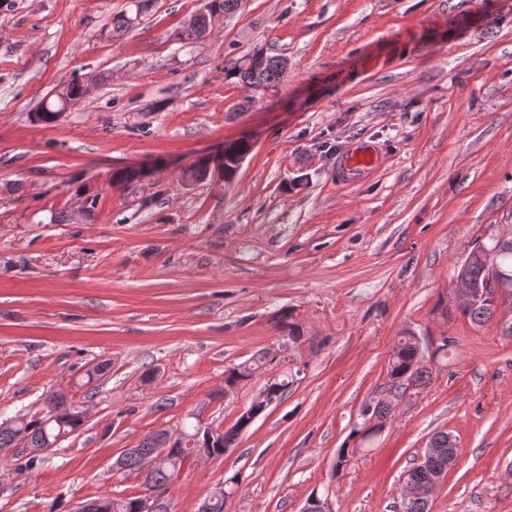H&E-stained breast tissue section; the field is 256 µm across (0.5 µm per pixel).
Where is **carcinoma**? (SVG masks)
<instances>
[{
  "mask_svg": "<svg viewBox=\"0 0 512 512\" xmlns=\"http://www.w3.org/2000/svg\"><path fill=\"white\" fill-rule=\"evenodd\" d=\"M152 0H133L134 13L127 12L116 15L112 19V30L116 33L133 27L138 17L151 7ZM241 0H207L205 10L193 18V24L183 28L175 35V40L184 42L203 37L218 16H224L238 8ZM285 68L281 66V58L268 55L264 49L256 48L239 57L227 70L226 78L256 90L275 89L281 82ZM88 90L78 82H72L56 93L54 104H45L38 110L37 118L44 123H51L56 115L66 106L84 99ZM211 174V164L196 159L184 172L187 180L200 181ZM457 277L469 282L470 286L480 290V297L459 307L462 315L474 325H482L492 319L497 301L512 300V248L499 246L497 236L489 237L487 243H477L469 252L461 265ZM270 363L267 354L256 356L245 362L229 366L224 370V385L236 386L240 382L252 378ZM386 395L380 398L373 409H364L365 422L372 423L367 429H359L358 433L367 440L382 428L394 413L395 402L413 387L426 385L431 379V372L423 364L419 339L412 331H406L395 343L389 361ZM291 381L284 378L280 381L267 382L264 392L266 400L277 402L288 392ZM264 412L263 403L251 404V413L240 415L235 423L214 441H209L207 433L200 431L198 424L183 423L184 440L180 443L169 441L166 431L159 430L152 437L146 438L139 445L144 455L156 456L166 452L162 462L156 466L146 480V490L164 498L169 495L172 485L182 465L190 456H197L203 451L222 456L230 448L242 431L247 429L256 417ZM85 422L83 408L72 403L60 392L46 394L40 409L33 413L17 416L11 425L0 428V448H13L19 441L25 446L36 450L54 446L65 435L77 432ZM434 451L425 461L409 470L408 479L418 486L430 484L436 477L448 471V455L459 453L456 438L441 431L431 438ZM103 512H137V498H101ZM400 512H429V500L423 495H416L401 505Z\"/></svg>",
  "mask_w": 512,
  "mask_h": 512,
  "instance_id": "cac0c4a2",
  "label": "carcinoma"
}]
</instances>
